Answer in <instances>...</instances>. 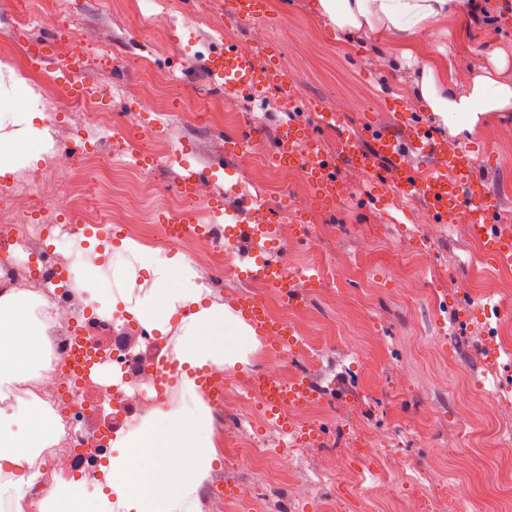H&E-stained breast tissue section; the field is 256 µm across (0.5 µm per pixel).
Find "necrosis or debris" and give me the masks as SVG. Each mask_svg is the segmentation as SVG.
Returning <instances> with one entry per match:
<instances>
[{
    "label": "necrosis or debris",
    "mask_w": 512,
    "mask_h": 512,
    "mask_svg": "<svg viewBox=\"0 0 512 512\" xmlns=\"http://www.w3.org/2000/svg\"><path fill=\"white\" fill-rule=\"evenodd\" d=\"M34 4L42 27L62 34L72 29L79 44L97 45V32L73 28L70 14L56 0H34ZM111 165V160L101 157L78 162L54 154L51 167L30 175L27 181L16 182L11 204L0 208V253L6 258L0 268V288L38 292L57 316L44 339L49 369L42 371L38 380L20 385L28 399L48 405L59 417L57 443L35 451L42 477L22 500V512H43L47 491L56 478L75 473L101 476L112 453L114 428L128 415L154 414L166 403L177 376L176 362L163 357L164 342L155 332L137 323L118 336L112 332L115 318L100 312L83 316L84 302L67 286L72 258L56 252L38 267L28 261L46 239L78 234L82 224L92 223L91 212L80 210L74 190L99 179ZM44 209L69 217L80 215L82 222L33 223V215ZM181 241L198 271L223 282L224 251L213 245L209 231L198 228L183 235ZM308 355L302 344L274 347L254 379L213 367L204 401L214 422L223 421L225 410L241 404L247 407V417L265 415V387L285 388L300 381L297 363ZM97 396L107 400L108 412H101L94 404ZM246 461L279 473L294 467L287 449H267L257 434L224 454L228 469Z\"/></svg>",
    "instance_id": "4bbe7bcc"
}]
</instances>
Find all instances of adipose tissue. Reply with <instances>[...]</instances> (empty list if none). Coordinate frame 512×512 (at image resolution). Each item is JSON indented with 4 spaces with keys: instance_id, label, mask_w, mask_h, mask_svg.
Listing matches in <instances>:
<instances>
[{
    "instance_id": "1",
    "label": "adipose tissue",
    "mask_w": 512,
    "mask_h": 512,
    "mask_svg": "<svg viewBox=\"0 0 512 512\" xmlns=\"http://www.w3.org/2000/svg\"><path fill=\"white\" fill-rule=\"evenodd\" d=\"M312 13L348 41L364 34L377 49L394 51L400 66H420L421 79L413 94L439 117L451 136L472 133L482 116L512 111V84L501 74L512 69V56L492 51L479 73L466 77L458 89L452 66L435 57L420 58V40L457 13L462 0H310ZM32 123L7 130L0 120V152L12 161L34 162L40 157ZM58 251L83 265V284L99 290L101 310L131 317L167 336L166 348L182 365L179 376L183 406L143 419L116 436L121 456L110 459L112 475L96 494L83 485H55L46 499V512H198L196 492L207 476L214 455L206 406L198 391L195 370L241 361L253 343L252 330L217 303H205L195 284L196 271L182 256H162L131 242L122 243L126 259L108 267L96 265L94 246L69 237ZM179 326H172V318ZM54 324L50 305L37 293L8 288L0 291V512H19L27 490L40 477L34 448L56 440L51 411L13 397V383L34 380L46 365L41 343ZM186 448L192 463L164 495L151 485L165 475L169 449Z\"/></svg>"
}]
</instances>
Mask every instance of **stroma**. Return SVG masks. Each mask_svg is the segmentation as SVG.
Segmentation results:
<instances>
[{
  "mask_svg": "<svg viewBox=\"0 0 512 512\" xmlns=\"http://www.w3.org/2000/svg\"><path fill=\"white\" fill-rule=\"evenodd\" d=\"M72 3L81 25L94 28L101 42L81 52L83 80L94 77L101 46L116 53L114 92L100 107L111 130L100 129L96 115L63 99L54 111L43 112L35 82L14 58L22 46L46 40L47 29L34 21L20 26L0 18V64L14 74L13 80L0 82V113L42 112L36 122L42 140L57 142L61 154L111 158L110 187L91 184L81 192L98 217L83 229L84 237L120 246L124 234L104 222L111 206L133 202L136 223H158L181 178L203 171L213 194L194 219L221 236L231 270L223 288L207 289L205 295L226 305L235 295L252 294L266 260L262 254L238 256L226 214L239 211L241 221L251 223L240 208L243 194L261 197L278 219L301 214L311 226L313 244H290L280 257L293 279H322L306 299L300 326L303 338L317 349L316 363L303 376L320 393L312 411L323 422V445L292 440L288 423L275 417L245 425L247 432L263 435L268 447L291 443L299 474L309 480L304 512H327L331 500L339 512H410L417 496L442 487L453 492L451 512H512V387L503 369L512 361V264L484 255L474 236L422 223L430 212L426 201L400 195L391 182H374L371 172L356 165L337 166L345 190L335 201L321 200L299 212L298 199L310 191L297 177L279 173L273 160L277 130L285 121L301 126L322 153L335 157L336 134L304 109L308 99L357 128L370 123L395 129L409 113L436 135L447 136L440 119L411 93L418 69L400 67L365 37L337 40L310 12L308 0H267L264 22L225 16L224 0ZM162 8L178 18L166 31L146 22ZM489 12L492 25L472 27L460 19L448 24L447 34H433L428 41L447 43L449 60L478 69L492 50L512 51V0H490ZM254 41L267 47L259 64L294 75L295 92L275 87L258 101L216 90L209 57ZM154 66L173 70L172 88L150 84ZM190 102L201 110L198 120L181 113ZM140 127L155 132L152 149L144 152L135 140ZM249 134L264 169L238 165L232 146ZM219 136L226 146L221 155L211 147ZM455 144L475 160L478 178L497 197L500 229L512 231V112L486 116L471 136L456 138ZM139 163L146 175L138 180L133 171ZM312 245L321 262L311 261ZM420 246L432 250L430 266L419 264ZM343 260L354 263V272L334 270V263ZM407 278L416 279L415 293L404 290ZM371 337L377 344L373 351L365 348ZM402 368L409 379L400 388L394 375ZM484 388L492 391L491 401L470 407L471 395ZM345 422L356 430L394 429L395 439L389 447L366 449L356 465H348ZM325 457L333 458L335 467L315 476L318 459ZM405 460L414 482L401 473ZM380 468L388 470L390 487L372 479V471Z\"/></svg>",
  "mask_w": 512,
  "mask_h": 512,
  "instance_id": "35a3bbf8",
  "label": "stroma"
}]
</instances>
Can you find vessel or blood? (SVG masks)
<instances>
[{"label":"vessel or blood","mask_w":512,"mask_h":512,"mask_svg":"<svg viewBox=\"0 0 512 512\" xmlns=\"http://www.w3.org/2000/svg\"><path fill=\"white\" fill-rule=\"evenodd\" d=\"M226 14L243 19H260L265 15L262 0H225ZM209 67L217 88L233 89L252 97H260L271 87L294 89L296 78L260 66L257 56L239 49L226 50L223 58L210 62ZM325 124L337 128V153L328 159L303 141L293 124L283 123L278 129L279 146L275 160L280 167L300 170L317 194L325 199L335 196L337 190L334 169L336 163L354 164L376 170L378 162H385L386 177L409 197H422L434 207L432 221L452 224L465 219L474 237L502 264L512 263V237L501 234L495 225L498 213L496 198L475 176V165L463 162L458 150L447 140L436 137L421 123L403 121L398 131L369 126L364 134H356L342 125L337 114L321 111ZM415 151L431 163L417 170L404 163L406 151ZM241 258L266 252V240L254 225L238 224L233 228ZM243 319L258 337L283 344L290 343L292 331L287 324L271 316L262 302L252 296H243L237 302ZM311 386L270 389L266 401L273 410L305 402L313 395Z\"/></svg>","instance_id":"obj_1"}]
</instances>
